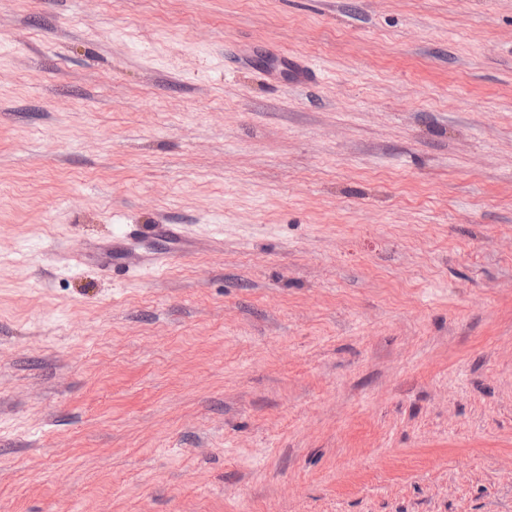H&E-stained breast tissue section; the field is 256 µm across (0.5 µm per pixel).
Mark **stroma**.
Returning <instances> with one entry per match:
<instances>
[{
  "label": "stroma",
  "instance_id": "obj_1",
  "mask_svg": "<svg viewBox=\"0 0 512 512\" xmlns=\"http://www.w3.org/2000/svg\"><path fill=\"white\" fill-rule=\"evenodd\" d=\"M0 512H512V0H0Z\"/></svg>",
  "mask_w": 512,
  "mask_h": 512
}]
</instances>
